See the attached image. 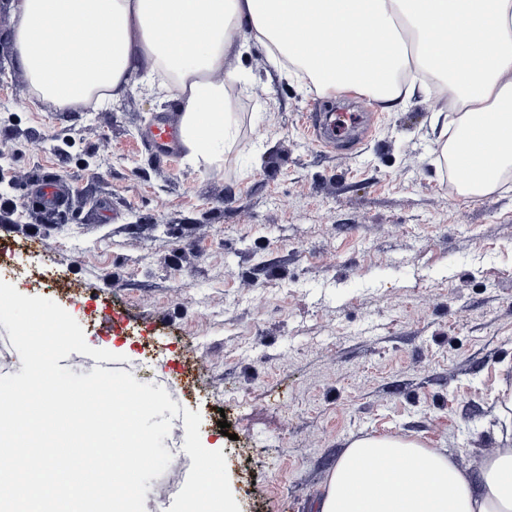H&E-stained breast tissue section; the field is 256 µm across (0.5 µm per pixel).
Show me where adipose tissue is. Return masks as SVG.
<instances>
[{
  "mask_svg": "<svg viewBox=\"0 0 512 512\" xmlns=\"http://www.w3.org/2000/svg\"><path fill=\"white\" fill-rule=\"evenodd\" d=\"M9 11L11 65L39 98L96 108L136 81L171 85L181 147L198 166L220 162L234 138L225 85L239 75L226 57L245 34L317 92L352 88L389 109L404 102L399 73L425 71L460 105L444 146L452 170L500 147L458 194L495 191L512 171V0H10ZM373 28L388 33L383 47L370 42ZM441 28L451 41H436ZM320 512H512V447L469 473L416 439L358 438L331 471Z\"/></svg>",
  "mask_w": 512,
  "mask_h": 512,
  "instance_id": "ef3b65f1",
  "label": "adipose tissue"
}]
</instances>
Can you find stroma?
<instances>
[{"label":"stroma","instance_id":"35a3bbf8","mask_svg":"<svg viewBox=\"0 0 512 512\" xmlns=\"http://www.w3.org/2000/svg\"><path fill=\"white\" fill-rule=\"evenodd\" d=\"M0 14V280L51 299L120 370L180 408L169 512L199 466L222 472L228 512H317L360 437L400 435L454 457L498 447L512 384V188L464 197L443 156L448 100L415 84L400 108L321 95L248 42L227 63L235 139L197 167L155 156L167 92L134 86L95 112L39 100L7 68ZM369 122L355 145L321 143L326 102ZM67 185L45 222L37 180ZM45 267L39 284L27 270ZM231 434L223 436L220 420Z\"/></svg>","mask_w":512,"mask_h":512}]
</instances>
